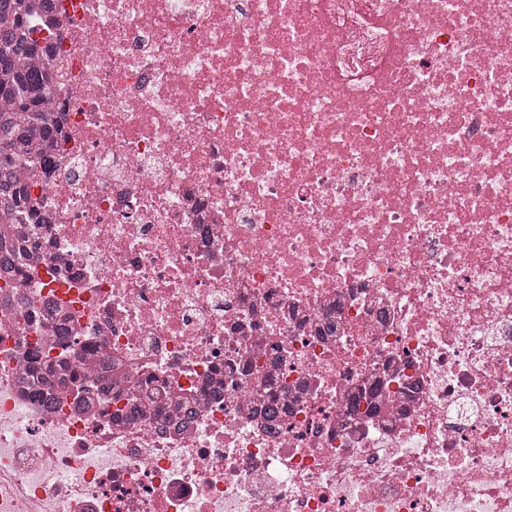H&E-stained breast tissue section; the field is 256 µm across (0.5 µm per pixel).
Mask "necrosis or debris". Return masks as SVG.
<instances>
[{"label":"necrosis or debris","mask_w":512,"mask_h":512,"mask_svg":"<svg viewBox=\"0 0 512 512\" xmlns=\"http://www.w3.org/2000/svg\"><path fill=\"white\" fill-rule=\"evenodd\" d=\"M59 2L58 166L21 165L53 222L0 277V512H512V0ZM100 350L91 406L19 383ZM263 393H260V401L259 407L260 412L263 413V416L271 430H275L280 423L281 413L283 412V407L278 399L277 393L273 389V375L269 374L267 376V384L264 385ZM273 390V391H272Z\"/></svg>","instance_id":"obj_1"}]
</instances>
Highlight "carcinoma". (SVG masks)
<instances>
[{
    "label": "carcinoma",
    "mask_w": 512,
    "mask_h": 512,
    "mask_svg": "<svg viewBox=\"0 0 512 512\" xmlns=\"http://www.w3.org/2000/svg\"><path fill=\"white\" fill-rule=\"evenodd\" d=\"M56 0H0V247L10 236L11 214L29 207V194L17 181L16 167L27 156L39 153L57 136V125L45 103L50 99L53 73L49 57L50 37H40L37 12H48ZM68 365L42 361L36 376L21 378L41 400L48 393L35 385V378L49 383L54 378L62 384ZM273 375L259 401L260 412L270 429L280 423L283 407L273 393Z\"/></svg>",
    "instance_id": "1"
}]
</instances>
